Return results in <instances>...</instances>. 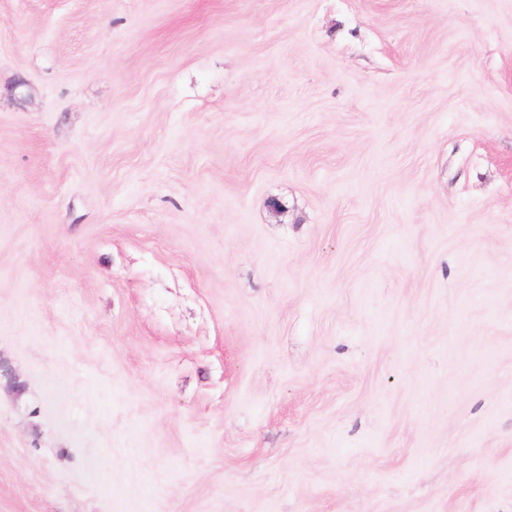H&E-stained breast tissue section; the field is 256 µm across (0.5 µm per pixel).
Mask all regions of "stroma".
<instances>
[{
    "label": "stroma",
    "instance_id": "obj_1",
    "mask_svg": "<svg viewBox=\"0 0 512 512\" xmlns=\"http://www.w3.org/2000/svg\"><path fill=\"white\" fill-rule=\"evenodd\" d=\"M0 356V512H512V0H0Z\"/></svg>",
    "mask_w": 512,
    "mask_h": 512
}]
</instances>
